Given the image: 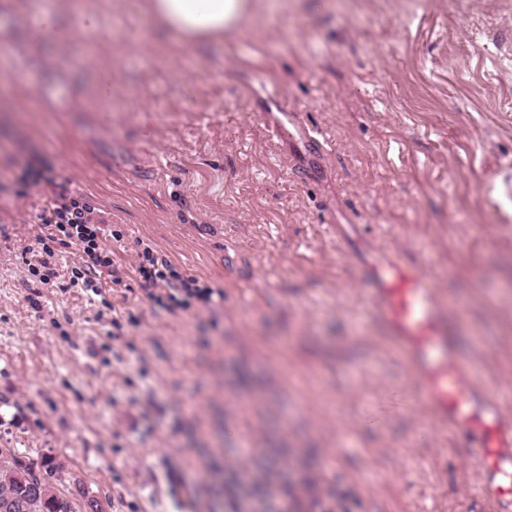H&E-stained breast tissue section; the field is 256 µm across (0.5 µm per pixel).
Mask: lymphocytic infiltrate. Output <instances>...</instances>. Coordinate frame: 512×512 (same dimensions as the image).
I'll list each match as a JSON object with an SVG mask.
<instances>
[{"mask_svg": "<svg viewBox=\"0 0 512 512\" xmlns=\"http://www.w3.org/2000/svg\"><path fill=\"white\" fill-rule=\"evenodd\" d=\"M13 180L43 192L42 203L34 214L37 223L50 229L47 236L38 240L41 250L33 267V274L41 284L49 285L58 279L54 258L57 247L62 246L76 248L81 260L78 272L70 279L71 286L101 295L99 278L105 273L113 287H125V275L112 260L113 231L97 215L87 197L73 189L69 178L44 161L33 160L18 168ZM132 271L145 299L168 312H187L210 306L214 301V288L196 277L177 272L150 244H141Z\"/></svg>", "mask_w": 512, "mask_h": 512, "instance_id": "lymphocytic-infiltrate-1", "label": "lymphocytic infiltrate"}]
</instances>
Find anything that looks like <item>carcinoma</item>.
<instances>
[{"label": "carcinoma", "mask_w": 512, "mask_h": 512, "mask_svg": "<svg viewBox=\"0 0 512 512\" xmlns=\"http://www.w3.org/2000/svg\"><path fill=\"white\" fill-rule=\"evenodd\" d=\"M59 467L50 457L30 463L0 448V512H77L52 483Z\"/></svg>", "instance_id": "cac0c4a2"}]
</instances>
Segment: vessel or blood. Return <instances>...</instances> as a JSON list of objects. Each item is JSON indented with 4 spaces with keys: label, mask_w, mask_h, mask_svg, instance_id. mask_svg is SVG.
<instances>
[{
    "label": "vessel or blood",
    "mask_w": 512,
    "mask_h": 512,
    "mask_svg": "<svg viewBox=\"0 0 512 512\" xmlns=\"http://www.w3.org/2000/svg\"><path fill=\"white\" fill-rule=\"evenodd\" d=\"M263 118L297 147L284 157L290 173L317 174L328 150L323 133L294 112H267ZM355 263L368 288L353 319L363 321L366 311H373L413 379L411 391L396 393L370 424L381 425L399 408L422 409L441 432L462 440L468 460L477 464L476 490L485 512H512V418L477 380L460 344L450 319L454 290L436 287L429 274L395 251L359 254Z\"/></svg>",
    "instance_id": "vessel-or-blood-1"
}]
</instances>
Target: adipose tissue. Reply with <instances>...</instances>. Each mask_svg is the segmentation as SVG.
I'll use <instances>...</instances> for the list:
<instances>
[{"mask_svg": "<svg viewBox=\"0 0 512 512\" xmlns=\"http://www.w3.org/2000/svg\"><path fill=\"white\" fill-rule=\"evenodd\" d=\"M250 4L251 0H146L148 14L177 35L186 49L233 30Z\"/></svg>", "mask_w": 512, "mask_h": 512, "instance_id": "1", "label": "adipose tissue"}]
</instances>
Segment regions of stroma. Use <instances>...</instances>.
<instances>
[{"label": "stroma", "instance_id": "obj_1", "mask_svg": "<svg viewBox=\"0 0 512 512\" xmlns=\"http://www.w3.org/2000/svg\"><path fill=\"white\" fill-rule=\"evenodd\" d=\"M69 29L0 35V168L39 156L122 237L224 293L170 313L141 290L30 275L41 191L0 186V448L52 457L102 512H224L243 439L259 483L338 488L351 512H479L465 451L422 411L365 417L410 375L372 324L350 252L397 250L454 287L480 380L512 415V0H254L183 53L143 0H52ZM332 148L315 181L261 115ZM355 224L336 238L330 222ZM125 316L113 330V315Z\"/></svg>", "mask_w": 512, "mask_h": 512}]
</instances>
